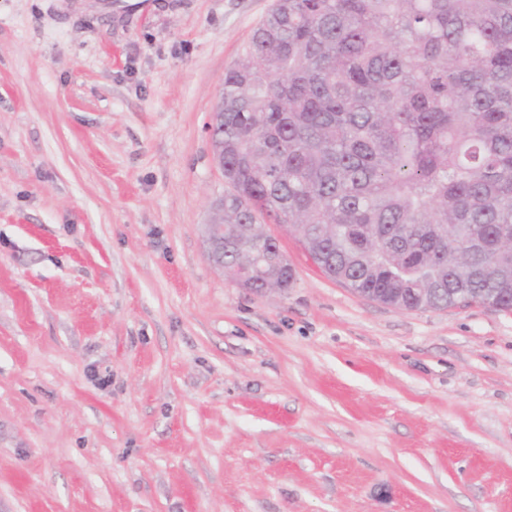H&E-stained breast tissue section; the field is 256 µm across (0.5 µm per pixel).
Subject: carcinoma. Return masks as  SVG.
<instances>
[{
	"label": "carcinoma",
	"instance_id": "cac0c4a2",
	"mask_svg": "<svg viewBox=\"0 0 512 512\" xmlns=\"http://www.w3.org/2000/svg\"><path fill=\"white\" fill-rule=\"evenodd\" d=\"M223 231L250 268L286 224L348 288L512 309V0H275L224 72Z\"/></svg>",
	"mask_w": 512,
	"mask_h": 512
}]
</instances>
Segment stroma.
<instances>
[{
	"label": "stroma",
	"instance_id": "obj_1",
	"mask_svg": "<svg viewBox=\"0 0 512 512\" xmlns=\"http://www.w3.org/2000/svg\"><path fill=\"white\" fill-rule=\"evenodd\" d=\"M273 3L0 0V512H512V311L209 257Z\"/></svg>",
	"mask_w": 512,
	"mask_h": 512
}]
</instances>
